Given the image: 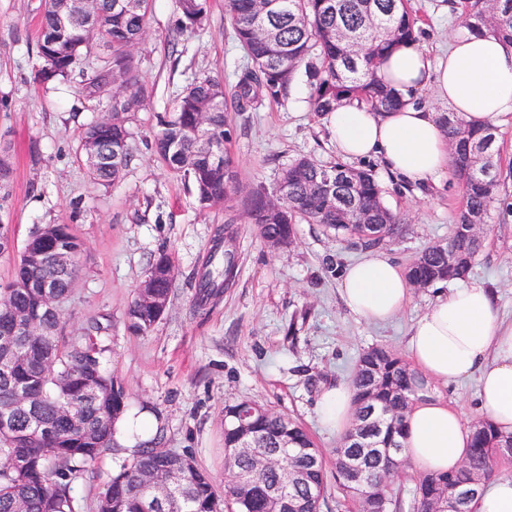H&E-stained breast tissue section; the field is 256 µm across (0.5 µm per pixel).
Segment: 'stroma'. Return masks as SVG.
<instances>
[{"label":"stroma","mask_w":512,"mask_h":512,"mask_svg":"<svg viewBox=\"0 0 512 512\" xmlns=\"http://www.w3.org/2000/svg\"><path fill=\"white\" fill-rule=\"evenodd\" d=\"M420 19L418 42L429 50L463 36L457 0H409ZM44 0H0V155L12 175L0 198V222L15 249L0 253V282L10 278L15 252L41 224H67L81 239L79 272L63 305V333L88 334L99 324L108 349L104 368L124 387L131 409L156 418L166 447L189 451L216 485L224 483V403L254 400L301 423L325 460L338 439L319 422L321 394L349 383L359 354L385 345L406 354L413 322L435 298V288L412 289L396 319L371 325L344 305L341 278L329 263L363 257L317 224H299L290 246L273 248L246 220L238 222L239 272L235 285L197 306V274L229 208L200 210L183 177L153 152L159 120L177 90L195 74L234 80L242 52L230 40L223 0H211L202 32L182 36L186 51L171 54L179 17L175 0H155L135 63L152 87L131 126L134 159L111 189L90 179L77 159L84 129L102 115V102L81 94L77 82H42L37 76L39 20ZM311 88L299 76L284 102L230 119L240 186L273 188L282 167L308 156L336 160L322 116L307 103ZM498 165L503 197L491 203L483 250L473 278L491 288L497 308L512 320V115L498 126ZM384 201L405 214L406 231L381 245L400 268L428 246L447 238L461 203L455 175L416 191L382 180ZM168 254L177 277L163 318L147 333L132 332L126 310L153 259ZM468 424L481 418L477 381L429 386ZM121 459L107 454L76 486L83 512H96L97 496Z\"/></svg>","instance_id":"obj_1"}]
</instances>
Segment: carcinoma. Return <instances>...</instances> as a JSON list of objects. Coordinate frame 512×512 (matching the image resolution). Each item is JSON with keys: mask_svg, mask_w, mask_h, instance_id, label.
<instances>
[{"mask_svg": "<svg viewBox=\"0 0 512 512\" xmlns=\"http://www.w3.org/2000/svg\"><path fill=\"white\" fill-rule=\"evenodd\" d=\"M279 9L266 11L260 0H224L233 38L246 63L236 80L226 85L217 76L192 78L177 94L172 112L154 135L153 151L171 170L184 176L203 209L230 201L240 193L238 172L228 148L231 123L228 108L257 112L265 103L288 99L299 72L313 85L312 111L325 115L343 101L356 100L376 112L403 103L380 74L381 61L399 42L414 41L418 18L407 0H278ZM154 0H96L93 31L83 18L60 34V0H44L37 71L43 81L68 79L77 73L81 90L94 97L112 88V115L88 126L79 142L114 157L88 168L92 181L105 189L119 181L133 160L130 123L146 101V89L133 61L132 50L146 32ZM466 32L489 35L512 45V0H460ZM178 26L173 45L188 31L204 29L210 0H177ZM95 47L110 52L90 70L83 57ZM455 147L453 170L462 191L448 239L425 248L408 269L410 283L429 288L438 282L460 280L471 271L482 251L478 237L461 225L486 223L488 207L499 197L497 128L475 130L460 115L447 119ZM332 181L340 204L327 203L322 186ZM383 191L372 170L336 162L316 163L300 157L284 167L272 191L252 189L244 202L248 223L263 239H291L293 225L320 224L350 238L356 249H373L404 231L401 214L385 206ZM365 216L367 224L358 222ZM232 216L224 225L222 270L203 267L198 273V304L237 278L239 256ZM73 249L81 241L66 224H45L28 240L32 249L48 244ZM156 291L171 296L176 268L159 254L150 264ZM43 277L36 266L15 268L10 283L0 288V336L11 327L15 312L44 319L50 338L25 344L0 365V407L21 387L37 401V417L26 411L12 414L0 425V512H81L75 483L98 458L123 448L113 437L114 422L129 410L123 386L106 374L100 355L106 347L97 337L61 335L60 322L42 312ZM128 327L147 333L158 314L130 303ZM354 391L351 428L339 440L333 472L308 431L297 421L255 401L224 405V449L248 443L260 452L283 458L274 468L260 469L249 454L224 458L229 478L219 494L207 474L188 452L172 457L157 433L139 444L130 463L122 464L98 493V512H151L153 502L146 477L177 460L182 465L178 487L163 512H273L271 489L281 488L297 512L328 508V478L350 500L355 512H371L376 501L384 512H401L392 485L403 472V460L385 456L402 448L405 419L426 393L423 376L397 352L372 346L359 356L350 379ZM471 448L460 468L450 474L423 476L416 482L410 512H430L436 504L454 499L461 486L479 493L497 475L502 461L512 460V434L504 435L481 420L471 430ZM362 467L357 479L351 464Z\"/></svg>", "mask_w": 512, "mask_h": 512, "instance_id": "1", "label": "carcinoma"}]
</instances>
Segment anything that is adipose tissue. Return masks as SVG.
Returning <instances> with one entry per match:
<instances>
[{"instance_id":"1","label":"adipose tissue","mask_w":512,"mask_h":512,"mask_svg":"<svg viewBox=\"0 0 512 512\" xmlns=\"http://www.w3.org/2000/svg\"><path fill=\"white\" fill-rule=\"evenodd\" d=\"M381 70L405 104L391 112L344 104L327 115L326 128L343 159L376 161L385 174L411 185L438 182L451 165L440 112L415 102L414 94L433 90L443 110L477 126L498 124L512 114V45L497 38L466 35L435 53L416 42L401 43ZM410 290L407 276L381 253L349 264L341 281L347 308L371 324L391 321ZM408 351L429 383L445 386L476 378L482 417L512 434V322L500 317L482 281L438 291L412 327ZM317 413L344 435L353 419L351 389L339 385L324 393ZM470 440L462 414L444 398L429 395L407 415L403 456L420 473L445 474L460 467Z\"/></svg>"}]
</instances>
